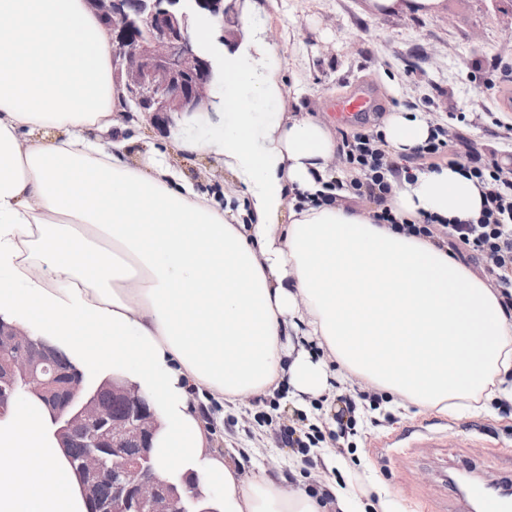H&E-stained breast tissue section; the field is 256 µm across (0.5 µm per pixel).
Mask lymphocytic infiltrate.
Segmentation results:
<instances>
[{
	"label": "lymphocytic infiltrate",
	"mask_w": 512,
	"mask_h": 512,
	"mask_svg": "<svg viewBox=\"0 0 512 512\" xmlns=\"http://www.w3.org/2000/svg\"><path fill=\"white\" fill-rule=\"evenodd\" d=\"M458 144L453 164L486 188L484 209L476 224H438L432 217L422 221L396 220L386 206L391 186L386 173L395 165L384 148L383 135L361 130L343 140V152L350 166L348 189L351 195L376 203L375 223H400L402 230L437 243H445L458 259L480 270L494 287L500 288L504 307L512 306V171L504 170L497 159L483 157L467 139L452 141L448 126L436 124L429 139L407 156L409 164L442 155L450 144Z\"/></svg>",
	"instance_id": "lymphocytic-infiltrate-1"
}]
</instances>
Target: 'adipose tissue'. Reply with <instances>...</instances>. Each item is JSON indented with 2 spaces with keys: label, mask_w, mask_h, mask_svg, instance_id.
Returning a JSON list of instances; mask_svg holds the SVG:
<instances>
[{
  "label": "adipose tissue",
  "mask_w": 512,
  "mask_h": 512,
  "mask_svg": "<svg viewBox=\"0 0 512 512\" xmlns=\"http://www.w3.org/2000/svg\"><path fill=\"white\" fill-rule=\"evenodd\" d=\"M266 11L235 2L209 137L173 129L135 162L140 117L86 0H0V311L137 387L157 417L160 477L202 467L223 512H351L341 487L313 495L265 472L244 478L214 448L209 399L283 387L308 412L360 378L478 417L512 403V311L448 249L322 203L337 143L308 113L266 111L284 93L257 23ZM432 127L402 111L381 131L398 160ZM201 157L243 187L241 203L199 200L183 166ZM390 183L396 216H481L484 190L458 166ZM0 512H86L50 416L29 397L0 420Z\"/></svg>",
  "instance_id": "1"
}]
</instances>
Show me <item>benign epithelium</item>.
<instances>
[{
	"instance_id": "obj_1",
	"label": "benign epithelium",
	"mask_w": 512,
	"mask_h": 512,
	"mask_svg": "<svg viewBox=\"0 0 512 512\" xmlns=\"http://www.w3.org/2000/svg\"><path fill=\"white\" fill-rule=\"evenodd\" d=\"M112 35L113 70L137 111L168 129L209 108L215 64L212 47L192 35L191 15L208 17L216 41L236 35L226 0H87ZM54 348L19 326L0 322V416L20 394L36 397L64 448L75 437L86 451L76 465L89 512H206L196 510L190 485L178 490L156 474L154 412L129 385L110 378L83 394L81 372L53 363ZM122 404L114 415L101 400ZM111 497L102 501L104 489Z\"/></svg>"
}]
</instances>
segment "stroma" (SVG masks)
I'll return each mask as SVG.
<instances>
[{
	"mask_svg": "<svg viewBox=\"0 0 512 512\" xmlns=\"http://www.w3.org/2000/svg\"><path fill=\"white\" fill-rule=\"evenodd\" d=\"M261 25L277 48L286 93L284 111H306L340 131L337 103L358 91L377 101L372 117L408 103L442 122L465 113L460 129L473 148L512 163V144L490 135L483 114L488 102L485 71L492 58L512 65V5L491 0H438L429 11L375 9L372 0H275ZM302 413L282 390L246 395L233 405L211 401L207 420L220 453L239 452V468L252 475L279 470L291 486L350 489L357 512H452L457 502L445 479L462 460L475 461V475L495 480L512 474V410L449 417L393 397L373 421H359L355 433L338 429L332 413L313 422L338 459L325 466L320 449L301 454L285 442L283 429L305 432ZM413 423L443 431L457 428L451 448H406L390 456L379 442Z\"/></svg>",
	"mask_w": 512,
	"mask_h": 512,
	"instance_id": "obj_1",
	"label": "stroma"
}]
</instances>
